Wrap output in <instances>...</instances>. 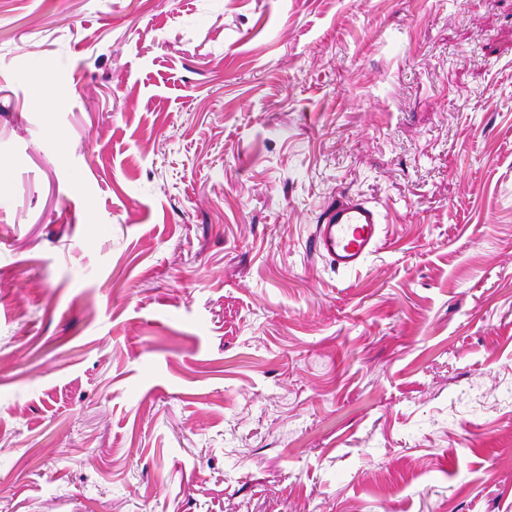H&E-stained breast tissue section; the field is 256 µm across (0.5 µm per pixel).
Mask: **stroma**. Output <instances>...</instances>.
<instances>
[{
  "instance_id": "stroma-1",
  "label": "stroma",
  "mask_w": 512,
  "mask_h": 512,
  "mask_svg": "<svg viewBox=\"0 0 512 512\" xmlns=\"http://www.w3.org/2000/svg\"><path fill=\"white\" fill-rule=\"evenodd\" d=\"M0 512H512V0H0ZM378 208L356 198L338 199L322 212L312 238L313 251L336 271L356 270L382 242Z\"/></svg>"
}]
</instances>
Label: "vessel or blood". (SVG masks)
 Returning <instances> with one entry per match:
<instances>
[{
  "label": "vessel or blood",
  "mask_w": 512,
  "mask_h": 512,
  "mask_svg": "<svg viewBox=\"0 0 512 512\" xmlns=\"http://www.w3.org/2000/svg\"><path fill=\"white\" fill-rule=\"evenodd\" d=\"M378 208L368 201L343 198L330 203L316 226L312 248L335 270H355L382 241Z\"/></svg>",
  "instance_id": "vessel-or-blood-1"
}]
</instances>
